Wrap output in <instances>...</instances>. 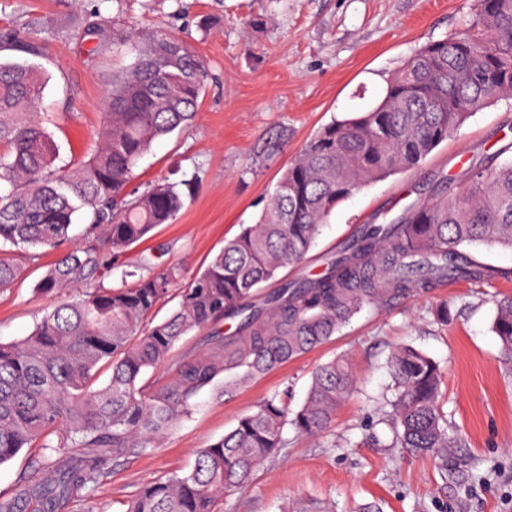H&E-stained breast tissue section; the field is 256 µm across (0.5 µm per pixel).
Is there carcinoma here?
Listing matches in <instances>:
<instances>
[{
	"label": "carcinoma",
	"instance_id": "obj_1",
	"mask_svg": "<svg viewBox=\"0 0 512 512\" xmlns=\"http://www.w3.org/2000/svg\"><path fill=\"white\" fill-rule=\"evenodd\" d=\"M470 26L421 47L386 82L382 98L355 116L332 120L302 147L278 180L258 220L248 224L179 289L178 307L162 320L179 270L121 271L112 257L173 224L187 193L160 180L127 198L134 167L153 143L192 126L205 88V63L183 39L157 30L140 40L112 32V54L134 61L112 75L99 143L85 160L56 166L59 149L41 112L47 75L27 59L0 61V287L18 268L14 252L57 249L71 241L77 216L83 241L41 278L37 290L74 288L26 337L0 344V466L24 448H40L36 480L22 482L0 512H63L94 497L112 463L156 447L195 407L204 389L226 394L333 336L365 307L426 291L443 280L489 283L511 269L485 265L470 248L512 250V158L476 170L454 194L441 189L390 224L366 225L325 271L282 281L261 304L260 284L297 268L321 224L362 186L419 167L494 97H512V0H475ZM109 21L84 25L80 38L99 51ZM38 28L0 34V45L41 56ZM134 281L127 283V278ZM493 332L512 355V295L495 300ZM239 319L162 387L142 382L192 331ZM387 422L393 448L446 462L462 439L448 434L437 362L404 346L392 351ZM345 358L317 367L304 404L267 398L223 437L195 453L191 470L160 477L124 512H216L224 492L249 482L264 460L287 445L286 425L317 435L353 392Z\"/></svg>",
	"mask_w": 512,
	"mask_h": 512
}]
</instances>
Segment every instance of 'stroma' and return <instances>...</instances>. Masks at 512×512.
I'll return each instance as SVG.
<instances>
[{
    "label": "stroma",
    "mask_w": 512,
    "mask_h": 512,
    "mask_svg": "<svg viewBox=\"0 0 512 512\" xmlns=\"http://www.w3.org/2000/svg\"><path fill=\"white\" fill-rule=\"evenodd\" d=\"M474 0H0V33L37 26L52 32L41 62L50 80L43 109L60 164L84 159L97 145L103 102L112 83V47L94 56L78 31L94 14L112 27L166 29L186 38L209 70L192 128L156 142L137 163L129 191L160 179L190 180L194 192L177 221L119 257L129 267L151 257L154 270L178 268L181 282L201 272L255 223L266 200L307 139L332 119L371 107L388 76L424 44L471 24ZM512 140V99L494 98L418 168L363 186L336 206L302 269L281 278L315 276L361 225L388 223L437 187L458 191L469 169L494 165ZM62 255L40 249L0 288V342L29 335L58 302L36 284ZM512 280L481 286L449 282L364 310L320 347L218 396L201 392L192 414L161 447L113 463L94 499L68 512H122L159 477L187 471L197 449L221 438L265 397L287 392L301 406L315 369L347 358L356 389L316 436L285 428L287 446L252 481L225 494L219 512H356L377 502L383 512H512V361L491 326L497 295ZM447 307V322L436 313ZM209 331L192 332L144 380L160 385L212 347ZM410 345L445 373L443 411L462 447L448 452V471L432 459L389 447L381 407L391 393L386 361Z\"/></svg>",
    "instance_id": "obj_1"
}]
</instances>
